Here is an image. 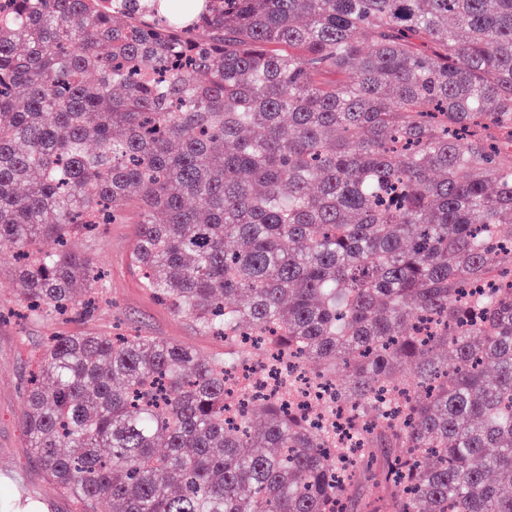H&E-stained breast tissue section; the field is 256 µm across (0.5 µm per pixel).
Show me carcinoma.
Instances as JSON below:
<instances>
[{"mask_svg":"<svg viewBox=\"0 0 512 512\" xmlns=\"http://www.w3.org/2000/svg\"><path fill=\"white\" fill-rule=\"evenodd\" d=\"M129 214L142 284L224 357L43 347L31 448L82 512H350L372 448L370 512H512V0H0L18 302L88 312L68 241ZM234 359L336 404L230 419Z\"/></svg>","mask_w":512,"mask_h":512,"instance_id":"1","label":"carcinoma"}]
</instances>
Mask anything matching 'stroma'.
I'll use <instances>...</instances> for the list:
<instances>
[{"label": "stroma", "instance_id": "1", "mask_svg": "<svg viewBox=\"0 0 512 512\" xmlns=\"http://www.w3.org/2000/svg\"><path fill=\"white\" fill-rule=\"evenodd\" d=\"M133 220L103 225L93 237H75L73 251L97 260L105 286L97 307L80 316L25 313L15 292V252L0 243V496L39 505L40 512H77L76 502L42 472L25 427V390L43 344L56 336L98 333L151 336L189 347L205 358L224 355V341L198 332L191 319L174 313L139 280L130 264Z\"/></svg>", "mask_w": 512, "mask_h": 512}]
</instances>
